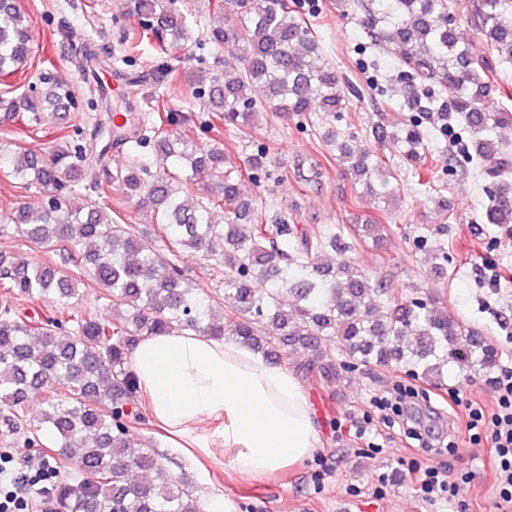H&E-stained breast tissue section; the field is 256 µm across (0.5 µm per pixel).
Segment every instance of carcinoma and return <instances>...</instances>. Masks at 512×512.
<instances>
[{
  "instance_id": "obj_1",
  "label": "carcinoma",
  "mask_w": 512,
  "mask_h": 512,
  "mask_svg": "<svg viewBox=\"0 0 512 512\" xmlns=\"http://www.w3.org/2000/svg\"><path fill=\"white\" fill-rule=\"evenodd\" d=\"M353 7L370 42L394 49L396 92L410 112L395 134L403 161L421 170L427 160L423 123L460 115L471 133L468 155L490 180L482 220L512 227V115L486 107L496 92L492 60L473 55L460 36L458 0H355ZM465 10L488 53L512 58V0H469ZM129 12L162 50L192 40L193 26L167 0H130ZM34 26L18 0H0V119L27 112L37 122L46 106L65 113L96 109L97 101L81 103L51 68L36 74L30 93L17 94L6 84L31 63ZM229 41L239 54L203 89V111L224 127L242 131L261 112L307 120L347 108L349 83L319 61L318 41L288 0H224L201 46ZM175 125L169 112L148 113L129 142V163L115 171L105 162L109 145L95 143L101 125L89 141L81 126L70 125L48 161L0 148L4 177L48 193L40 209H18L6 224L75 266L67 272L55 262L35 266L0 256V288L50 305L34 316L0 310V423L8 432L26 429L29 447L49 438L53 453L74 465L77 482L61 490L68 512H200L192 485L174 480L163 455L131 450L128 422L136 417L137 389L128 354L143 337L184 330L216 341L231 337L265 359L277 345L300 346L310 353L305 369H317L330 384L358 366L394 365L440 386L450 363L494 373L498 353L441 299L400 297L342 258L358 242L383 239L385 225L359 224L349 241L334 224L301 231L282 218L267 223L239 190L242 178L266 171V151L252 154L241 170L224 145L200 146ZM325 139L354 180L388 204L397 200L377 155L353 150L334 130ZM201 174L211 179L205 197L192 192ZM85 180L101 190L118 186L153 214L152 225L120 224L105 206L84 215L69 207L57 191L73 192ZM218 208L222 224L213 218ZM330 251L341 260L320 262ZM187 255L224 264V287L188 285ZM78 274L105 291L112 320L92 309L74 312ZM255 280L265 287H253ZM264 319L276 335L255 328ZM33 393L43 405L35 423L26 408Z\"/></svg>"
}]
</instances>
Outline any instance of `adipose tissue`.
<instances>
[{
  "label": "adipose tissue",
  "instance_id": "ef3b65f1",
  "mask_svg": "<svg viewBox=\"0 0 512 512\" xmlns=\"http://www.w3.org/2000/svg\"><path fill=\"white\" fill-rule=\"evenodd\" d=\"M130 361L150 416L179 434L215 422L212 437L240 476L294 467L319 448L298 376L236 341L189 331L149 336L136 343Z\"/></svg>",
  "mask_w": 512,
  "mask_h": 512
}]
</instances>
